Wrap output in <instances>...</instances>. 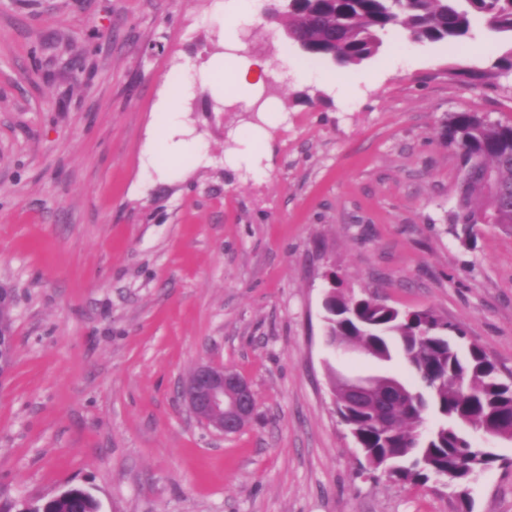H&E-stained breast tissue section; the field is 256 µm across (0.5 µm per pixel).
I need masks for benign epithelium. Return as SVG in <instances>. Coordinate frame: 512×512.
Listing matches in <instances>:
<instances>
[{"label": "benign epithelium", "instance_id": "obj_1", "mask_svg": "<svg viewBox=\"0 0 512 512\" xmlns=\"http://www.w3.org/2000/svg\"><path fill=\"white\" fill-rule=\"evenodd\" d=\"M15 337L0 331V382L9 375L15 356ZM189 413L224 436L240 432L252 418L257 398L249 382L222 364H196L181 383Z\"/></svg>", "mask_w": 512, "mask_h": 512}]
</instances>
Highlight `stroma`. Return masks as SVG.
Instances as JSON below:
<instances>
[{"mask_svg": "<svg viewBox=\"0 0 512 512\" xmlns=\"http://www.w3.org/2000/svg\"><path fill=\"white\" fill-rule=\"evenodd\" d=\"M218 0H0V284L16 353L0 384V512L72 487L102 512H459L440 482L370 471L330 377L400 374L327 344L330 278L431 310L512 371V231L448 222L460 179L442 125L512 124V37L400 29L360 64L300 52L278 16L253 46ZM262 56L247 99L215 67ZM312 70L300 81L297 69ZM181 83L172 159L153 131ZM201 359L258 407L239 434L193 418L177 385ZM469 487L512 512V442Z\"/></svg>", "mask_w": 512, "mask_h": 512, "instance_id": "stroma-1", "label": "stroma"}]
</instances>
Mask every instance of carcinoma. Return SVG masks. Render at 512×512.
I'll list each match as a JSON object with an SVG mask.
<instances>
[{
  "mask_svg": "<svg viewBox=\"0 0 512 512\" xmlns=\"http://www.w3.org/2000/svg\"><path fill=\"white\" fill-rule=\"evenodd\" d=\"M286 14L288 35L307 54L343 64L377 55L383 36L396 28L418 43L460 42L478 21L492 33L512 34V0H306L304 10L288 0ZM442 136L462 159L458 199L449 215L454 230L470 239L485 222L512 228V125L458 112ZM325 312L328 343L379 362L399 355L418 381L408 386L406 400L387 411L374 401L351 406L348 378L333 382L337 414L355 431L369 469L403 483L439 479L470 512V484L503 460L475 444L471 432L512 440V377H502L482 346L464 345V333L432 310L407 312L336 291ZM36 512H100V506L73 487L37 505Z\"/></svg>",
  "mask_w": 512,
  "mask_h": 512,
  "instance_id": "carcinoma-1",
  "label": "carcinoma"
}]
</instances>
